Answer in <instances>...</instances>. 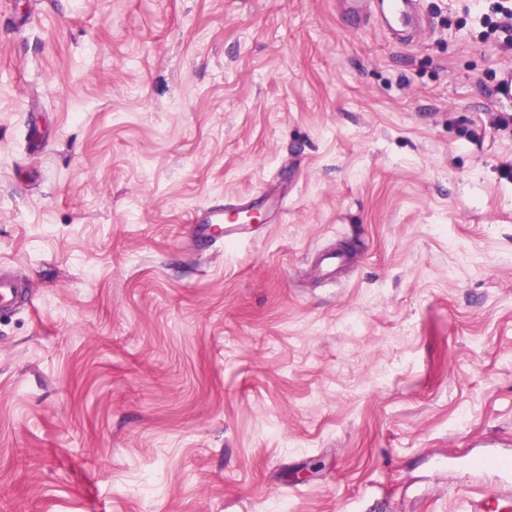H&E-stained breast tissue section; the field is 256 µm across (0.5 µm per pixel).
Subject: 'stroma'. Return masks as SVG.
Instances as JSON below:
<instances>
[{
	"mask_svg": "<svg viewBox=\"0 0 512 512\" xmlns=\"http://www.w3.org/2000/svg\"><path fill=\"white\" fill-rule=\"evenodd\" d=\"M422 6L0 0V512L512 493L469 466L512 458V53ZM256 192L239 245L191 222ZM417 0H390L384 14V24L394 34H399L403 41L410 30L421 27L424 19L416 12L414 4Z\"/></svg>",
	"mask_w": 512,
	"mask_h": 512,
	"instance_id": "35a3bbf8",
	"label": "stroma"
}]
</instances>
